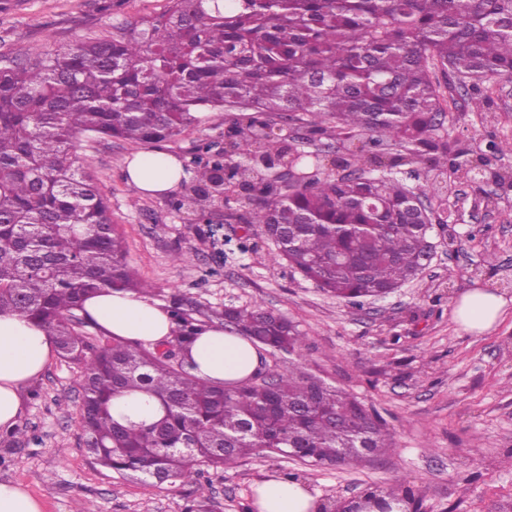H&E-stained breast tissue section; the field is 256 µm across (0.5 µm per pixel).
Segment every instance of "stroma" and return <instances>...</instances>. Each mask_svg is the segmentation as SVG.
<instances>
[{"instance_id": "1", "label": "stroma", "mask_w": 512, "mask_h": 512, "mask_svg": "<svg viewBox=\"0 0 512 512\" xmlns=\"http://www.w3.org/2000/svg\"><path fill=\"white\" fill-rule=\"evenodd\" d=\"M168 0H0V58L18 64L35 53L66 48L75 38L127 34L128 22L155 16ZM484 101L444 88L442 134L462 158L488 155L493 170L512 171V80L484 83ZM230 119L204 113L199 124L161 148L195 175L198 146L218 151ZM149 144L106 139L85 146L137 275L168 304L182 294L203 308L256 305L290 319L305 338L296 357L260 347V372L295 366L372 406L393 435L386 455L355 466L310 467L276 455L205 469L213 512H257L252 488L268 476L303 481L322 505L368 489L400 484L410 512H504L512 504V180L474 183L443 168L403 170L429 198L434 253L413 279L381 300H336L282 261L263 235L245 237L233 215L239 200H217L211 218L198 206L175 209L181 192L154 197L125 178L126 160ZM187 259L175 263L174 252ZM473 288L504 295L508 304L488 332L455 319ZM38 399H26L19 420L30 441L0 466L11 482L41 500L43 512H185L191 484L145 485L93 463L80 437L81 389L66 363L51 358Z\"/></svg>"}]
</instances>
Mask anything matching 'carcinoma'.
I'll use <instances>...</instances> for the list:
<instances>
[{"label":"carcinoma","mask_w":512,"mask_h":512,"mask_svg":"<svg viewBox=\"0 0 512 512\" xmlns=\"http://www.w3.org/2000/svg\"><path fill=\"white\" fill-rule=\"evenodd\" d=\"M128 36L78 38L0 65V314L37 321L77 374L79 424L94 463L143 483H194L186 512H211L200 466L262 452L300 453L317 466L393 447L380 418L344 390L288 371L228 387L196 374L190 348L224 320L254 344L302 357L305 342L260 306L202 312L180 296L171 336L143 344L110 336L84 303L104 290L151 294L130 267L82 139L160 144L202 112L233 116L228 160L199 155L197 188L227 166L258 180L246 197L254 227L278 256L340 300L373 297L422 269L430 213L397 176L399 161L458 168L439 141L437 73L512 79V0H168ZM356 139L343 173H305L311 153L288 145L301 176L257 162L260 128ZM174 350L170 356L160 348ZM138 397V415L113 400ZM27 443L0 432V465ZM378 512L398 488L370 495Z\"/></svg>","instance_id":"cac0c4a2"}]
</instances>
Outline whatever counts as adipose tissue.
<instances>
[{
	"instance_id": "ef3b65f1",
	"label": "adipose tissue",
	"mask_w": 512,
	"mask_h": 512,
	"mask_svg": "<svg viewBox=\"0 0 512 512\" xmlns=\"http://www.w3.org/2000/svg\"><path fill=\"white\" fill-rule=\"evenodd\" d=\"M128 183L141 193L161 196L178 186L185 172L174 156L162 151L138 154L126 163ZM506 300L497 293L476 288L467 291L455 309L457 321L472 332L492 329L503 315ZM85 309L106 332L128 340L158 343L171 334L172 324L162 304L133 292H103L88 299ZM54 343L32 321L0 315V428H14L23 411L24 393L50 360ZM192 355L199 376L244 382L260 366L254 344L221 328L202 333ZM258 512H318L308 486L289 478L269 476L253 488Z\"/></svg>"
}]
</instances>
